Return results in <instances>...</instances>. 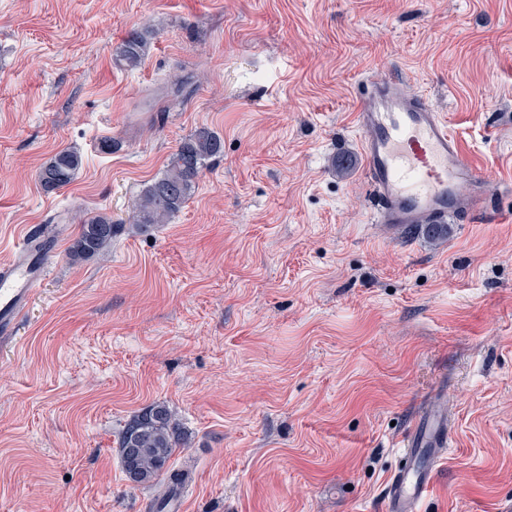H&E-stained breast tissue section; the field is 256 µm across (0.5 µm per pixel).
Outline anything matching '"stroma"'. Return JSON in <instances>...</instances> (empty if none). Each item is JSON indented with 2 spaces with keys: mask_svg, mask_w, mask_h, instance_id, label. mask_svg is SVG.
I'll return each instance as SVG.
<instances>
[{
  "mask_svg": "<svg viewBox=\"0 0 512 512\" xmlns=\"http://www.w3.org/2000/svg\"><path fill=\"white\" fill-rule=\"evenodd\" d=\"M391 71L497 223H373L353 114ZM200 127L224 153L186 206L72 262L81 221L127 217ZM68 148L80 170L44 192ZM48 224L50 274L0 342V512H151L166 480L131 484L119 438L156 403L188 435L185 512H380L433 399L454 446L419 512L512 501V0H0V264ZM146 35L138 28H131L114 53L115 63L126 69H135L144 61ZM81 166L82 156L77 150L67 149L55 153L40 170L41 188L51 193L68 186Z\"/></svg>",
  "mask_w": 512,
  "mask_h": 512,
  "instance_id": "35a3bbf8",
  "label": "stroma"
}]
</instances>
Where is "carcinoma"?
Instances as JSON below:
<instances>
[{"instance_id":"obj_1","label":"carcinoma","mask_w":512,"mask_h":512,"mask_svg":"<svg viewBox=\"0 0 512 512\" xmlns=\"http://www.w3.org/2000/svg\"><path fill=\"white\" fill-rule=\"evenodd\" d=\"M145 49L146 35L132 28L115 50V63L126 69H135L143 63ZM223 153L224 140L207 128H200L185 137L167 170L147 184L134 203L130 221L135 231L147 234L182 210L194 194L203 168ZM81 166L82 156L78 151L67 149L55 153L40 170L41 188L51 193L68 186ZM123 230L124 225L113 221L112 216L106 213L87 218L73 239L69 258L77 262L104 254L112 245V239ZM185 445V433L165 404H156L133 416L122 431L120 455L129 480L141 485L167 475V494L157 501V509L166 508L169 498L185 483L186 473L168 468L176 449Z\"/></svg>"}]
</instances>
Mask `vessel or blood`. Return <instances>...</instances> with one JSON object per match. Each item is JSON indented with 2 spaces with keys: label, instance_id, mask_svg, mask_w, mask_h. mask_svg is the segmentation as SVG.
Masks as SVG:
<instances>
[{
  "label": "vessel or blood",
  "instance_id": "obj_1",
  "mask_svg": "<svg viewBox=\"0 0 512 512\" xmlns=\"http://www.w3.org/2000/svg\"><path fill=\"white\" fill-rule=\"evenodd\" d=\"M354 121L375 201L374 223L414 229L484 211V175L435 106L407 91L404 77L366 80ZM48 273L47 258L35 253L30 236H23L12 259L0 265V340L15 336ZM449 440L440 407L427 404L401 440V461L389 478L383 512H417L434 488Z\"/></svg>",
  "mask_w": 512,
  "mask_h": 512
}]
</instances>
